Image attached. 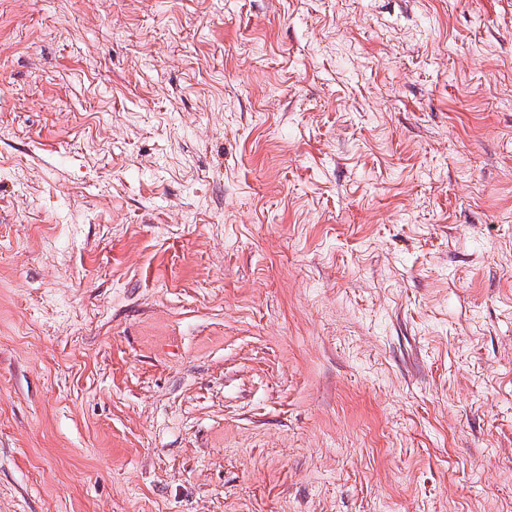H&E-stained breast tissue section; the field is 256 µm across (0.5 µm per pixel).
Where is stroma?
I'll return each instance as SVG.
<instances>
[{"label":"stroma","instance_id":"35a3bbf8","mask_svg":"<svg viewBox=\"0 0 512 512\" xmlns=\"http://www.w3.org/2000/svg\"><path fill=\"white\" fill-rule=\"evenodd\" d=\"M0 512H512V0H0Z\"/></svg>","mask_w":512,"mask_h":512}]
</instances>
